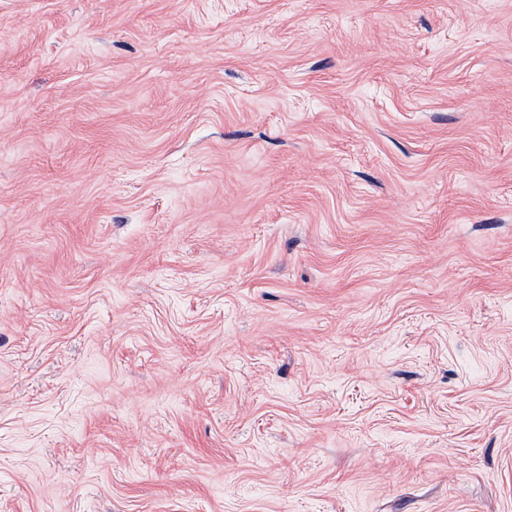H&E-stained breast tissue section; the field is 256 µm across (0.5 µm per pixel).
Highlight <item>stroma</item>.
<instances>
[{
    "label": "stroma",
    "instance_id": "35a3bbf8",
    "mask_svg": "<svg viewBox=\"0 0 512 512\" xmlns=\"http://www.w3.org/2000/svg\"><path fill=\"white\" fill-rule=\"evenodd\" d=\"M0 512H512V0H0Z\"/></svg>",
    "mask_w": 512,
    "mask_h": 512
}]
</instances>
